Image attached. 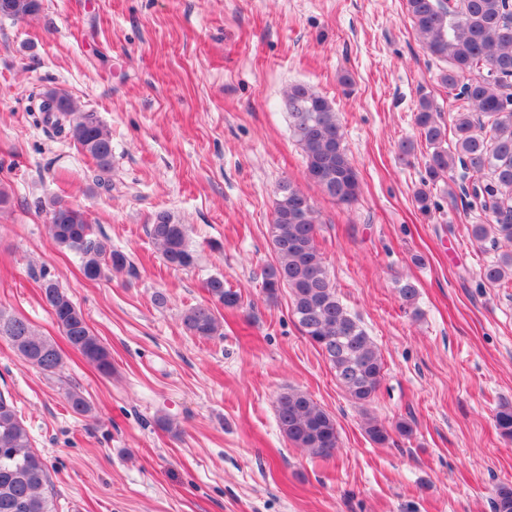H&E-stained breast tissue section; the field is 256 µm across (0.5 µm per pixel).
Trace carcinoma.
<instances>
[{
    "instance_id": "carcinoma-1",
    "label": "carcinoma",
    "mask_w": 512,
    "mask_h": 512,
    "mask_svg": "<svg viewBox=\"0 0 512 512\" xmlns=\"http://www.w3.org/2000/svg\"><path fill=\"white\" fill-rule=\"evenodd\" d=\"M408 15L427 49L448 63L440 82L457 102L453 127L441 121L428 96L419 99L415 124L429 152L423 188L416 194L428 213L427 188L453 180L457 167L472 172L471 187L463 189L468 205L491 215L488 224L471 226L478 242L492 239L509 249L484 266L481 278L490 285L512 280V0H406ZM41 0H0V17L22 19L37 14ZM288 127L301 148L304 175L339 205L353 203L360 191L359 174L343 144V133L332 103L307 84H294L284 94ZM40 111L55 134L74 141L102 173L112 167V136L92 112H79L70 96L57 89L43 94ZM317 211L311 199L290 180L275 191L271 241L275 263L263 271V290L270 302L287 289L292 313L301 331L334 371L351 400L365 407L375 398L383 376L377 345L342 303L331 281L317 242ZM165 264L185 269L195 262L187 227L161 211L148 225ZM49 234L55 245L78 257L85 278L98 281L126 268V255L92 237L85 212L61 200L52 203ZM207 304L185 310L182 323L188 333L202 338L223 335L215 306L238 310L241 293L214 275L205 282ZM41 292L50 314L67 343L103 374L112 372L108 349L92 332L84 312L48 274H42ZM402 304L416 308L419 288L412 280L400 283ZM0 339L27 362L46 374L63 367L56 342L37 333L29 321L0 309ZM67 400L73 413L91 411L85 397L73 390ZM277 424L292 445L312 457L327 460L338 447L336 419L305 392L287 388L276 401ZM499 433L512 438V406L494 415ZM370 441L384 445L388 427L377 418H365ZM45 459L33 445L30 429L10 393L0 391V512H58ZM493 512H512V484H500Z\"/></svg>"
}]
</instances>
